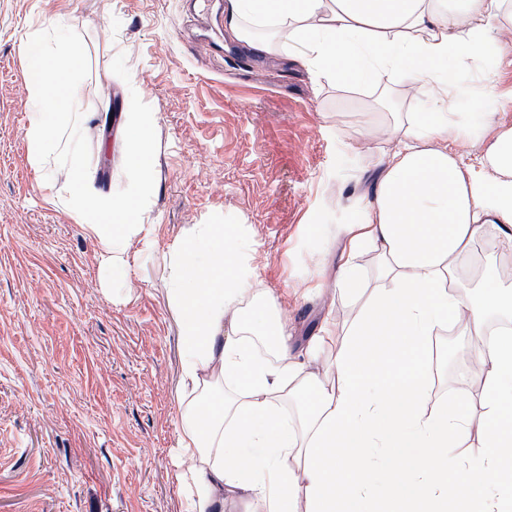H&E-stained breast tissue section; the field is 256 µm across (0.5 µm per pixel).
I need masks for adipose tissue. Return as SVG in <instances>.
<instances>
[{"instance_id":"1","label":"adipose tissue","mask_w":512,"mask_h":512,"mask_svg":"<svg viewBox=\"0 0 512 512\" xmlns=\"http://www.w3.org/2000/svg\"><path fill=\"white\" fill-rule=\"evenodd\" d=\"M512 21V0H229L224 25L254 53L294 52L321 74L378 84L401 72L430 86V121L406 131L384 162L373 199L342 227L344 289L363 280L356 254L371 248L381 283L345 333L327 382L296 364L279 375L224 318L256 294L242 251L225 248L223 225L196 224L168 255L169 301L181 337L183 390L202 393L181 415L179 451L193 460L184 512H224L225 494L249 492L266 512H512V283L483 280L458 292L473 243L492 234L512 246V127L499 129L484 158L467 165L454 120L459 84L447 63L478 65L491 31ZM28 162L43 190L92 236L106 276L128 267L127 244L148 240L153 115L127 118L129 162L121 194L98 192L79 161L86 116L70 44L30 36L26 48ZM506 321L476 351L482 417L470 394L428 407L436 365L426 348L455 326L482 335L490 316ZM236 381L235 397L217 392ZM301 401L300 424L280 413ZM477 433L485 450L465 463L459 449Z\"/></svg>"}]
</instances>
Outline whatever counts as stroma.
Listing matches in <instances>:
<instances>
[{
    "label": "stroma",
    "instance_id": "1",
    "mask_svg": "<svg viewBox=\"0 0 512 512\" xmlns=\"http://www.w3.org/2000/svg\"><path fill=\"white\" fill-rule=\"evenodd\" d=\"M34 32L82 55L81 160L97 190L125 182L127 112L155 116L153 230L107 290L96 242L29 168L22 42ZM487 52L465 68L473 94L457 108L468 162L512 126V108L491 116L479 102L490 86L512 95V50L493 37ZM404 87L401 73L354 87L290 54L256 55L225 30L222 0H0V512H182L191 462L178 456L165 257L192 225H231L249 241L262 295L225 321L286 317L288 356L269 369L327 368L362 307L341 293L340 227L372 200L399 134L428 119V88ZM434 341L430 405L463 384L479 417L474 337Z\"/></svg>",
    "mask_w": 512,
    "mask_h": 512
}]
</instances>
